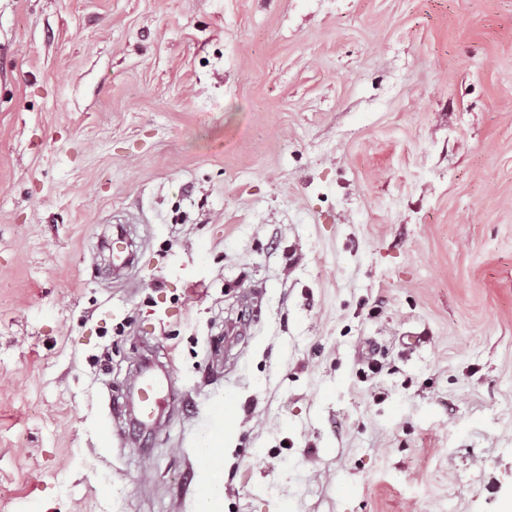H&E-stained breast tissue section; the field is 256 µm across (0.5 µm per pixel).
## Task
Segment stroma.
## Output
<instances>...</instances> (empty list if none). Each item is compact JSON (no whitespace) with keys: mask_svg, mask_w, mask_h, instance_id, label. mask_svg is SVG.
Listing matches in <instances>:
<instances>
[{"mask_svg":"<svg viewBox=\"0 0 512 512\" xmlns=\"http://www.w3.org/2000/svg\"><path fill=\"white\" fill-rule=\"evenodd\" d=\"M227 397L224 512H512V0H0V512H196ZM160 382L153 377L149 368H144L140 387L129 404V411L134 413V419L139 426L155 425L152 421L156 404V396L161 390ZM138 412L139 417L135 414Z\"/></svg>","mask_w":512,"mask_h":512,"instance_id":"35a3bbf8","label":"stroma"}]
</instances>
